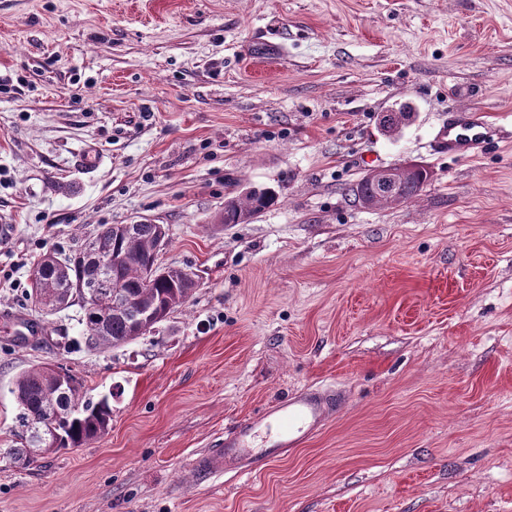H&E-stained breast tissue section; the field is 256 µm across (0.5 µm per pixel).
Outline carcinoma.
Instances as JSON below:
<instances>
[{
  "instance_id": "cac0c4a2",
  "label": "carcinoma",
  "mask_w": 512,
  "mask_h": 512,
  "mask_svg": "<svg viewBox=\"0 0 512 512\" xmlns=\"http://www.w3.org/2000/svg\"><path fill=\"white\" fill-rule=\"evenodd\" d=\"M411 117L412 112L404 106L383 113L380 125L385 132L394 133ZM427 181L428 174L421 168L406 174L398 185L396 203L419 195ZM353 194L358 201L373 207H390L388 200L366 178L358 182ZM276 202L275 190L250 188L224 201V213L219 220L223 224H244ZM87 239L95 243L98 251L122 259L116 285L126 296L134 298L141 310L154 312L158 323L184 307L197 287L185 281L179 269L157 263L160 244L168 241L163 224L140 223L131 232L121 230L119 224H101ZM33 273L30 297L35 306L47 316L79 307L88 348H116L140 336L136 314L121 306L114 296V288L103 283L100 266L85 248L51 263L44 257ZM57 369L67 375L69 386L58 384ZM81 389V382L70 369L51 362L20 372L11 387L18 408L15 447L0 448V456L17 468L30 466L36 445L31 422L48 411L54 412L57 436L54 443L42 449L44 454L80 448L107 434L112 422L108 397L95 401Z\"/></svg>"
}]
</instances>
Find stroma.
Instances as JSON below:
<instances>
[{"label": "stroma", "mask_w": 512, "mask_h": 512, "mask_svg": "<svg viewBox=\"0 0 512 512\" xmlns=\"http://www.w3.org/2000/svg\"><path fill=\"white\" fill-rule=\"evenodd\" d=\"M474 105L512 124V0H0V448L33 364L112 396L102 438L0 460V512H512V141L433 145ZM402 164L430 173L417 197L354 203ZM248 187L279 201L221 224ZM143 222L197 276L185 307L100 352L78 307L35 311L38 259ZM322 383L340 398L305 447L194 473Z\"/></svg>", "instance_id": "1"}]
</instances>
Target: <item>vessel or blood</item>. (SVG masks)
Masks as SVG:
<instances>
[{
  "instance_id": "1",
  "label": "vessel or blood",
  "mask_w": 512,
  "mask_h": 512,
  "mask_svg": "<svg viewBox=\"0 0 512 512\" xmlns=\"http://www.w3.org/2000/svg\"><path fill=\"white\" fill-rule=\"evenodd\" d=\"M495 125L476 107L449 113L437 133L438 147L449 156L472 157L493 137ZM336 394L327 385L297 391L246 421L223 444L197 457L202 479L270 461L287 448L304 445L325 426L336 409Z\"/></svg>"
}]
</instances>
